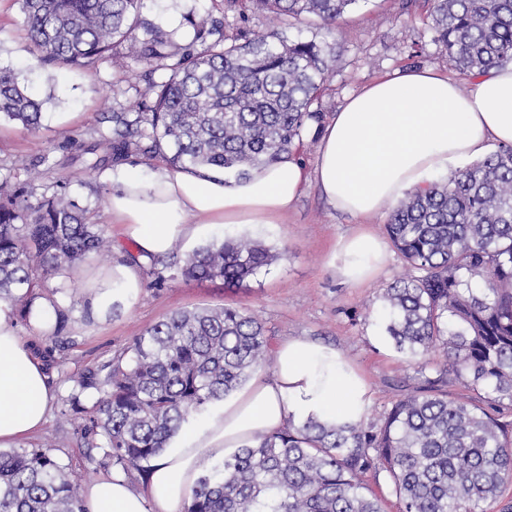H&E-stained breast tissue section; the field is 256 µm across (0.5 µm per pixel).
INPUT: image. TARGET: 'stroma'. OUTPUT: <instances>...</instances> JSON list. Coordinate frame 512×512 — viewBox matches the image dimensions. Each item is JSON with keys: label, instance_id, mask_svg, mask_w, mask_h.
<instances>
[{"label": "stroma", "instance_id": "obj_1", "mask_svg": "<svg viewBox=\"0 0 512 512\" xmlns=\"http://www.w3.org/2000/svg\"><path fill=\"white\" fill-rule=\"evenodd\" d=\"M433 0H364L348 11L333 29L320 28L314 20H294L268 13L240 12L228 0H147L144 18L189 42L193 32L186 14H208L220 20L227 37H254L286 30L289 38L313 40L334 48L336 66L325 77L313 111L331 118L346 98L363 85L386 74L407 69L431 68L448 75L461 89H468L471 75L448 63L434 42L430 28ZM17 0H0V67L13 70L41 102L42 116L36 132L21 124L0 119V177L20 171L39 190L52 186L61 171L59 161L76 153L78 146L107 129L106 117L131 111L134 102L147 101L152 83L165 73L151 70L130 52L127 45L115 49V60H99L88 66L54 67L37 62L22 26ZM110 190L108 172L72 183L70 192L88 209L112 242L110 252L93 255L77 266L51 276L43 293L70 311L63 338L51 342L34 337L27 322L22 335L42 357L54 390L49 420L28 447L55 445L59 462L81 475L82 485L89 449L80 437L83 413L70 405L74 378L100 366L126 350L135 336L177 310L233 307L251 313L264 323L270 346L291 336H309L336 349L365 377L371 393L367 411L377 419L403 395L437 378L436 370H420L416 361L398 353L393 345L378 346L374 335L383 333L379 316L381 294L408 267L396 249L360 285L345 283L336 273L335 247L339 238L352 233L359 219L337 212L316 185H309L281 224H217L206 242L224 236L262 241L283 251L284 256L261 269L238 288L223 280H193L177 272L176 256L146 263L142 286L134 299L101 322L90 316L84 299L89 280L112 263L135 252L123 238L105 208Z\"/></svg>", "mask_w": 512, "mask_h": 512}]
</instances>
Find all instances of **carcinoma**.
Returning a JSON list of instances; mask_svg holds the SVG:
<instances>
[{
	"label": "carcinoma",
	"instance_id": "cac0c4a2",
	"mask_svg": "<svg viewBox=\"0 0 512 512\" xmlns=\"http://www.w3.org/2000/svg\"><path fill=\"white\" fill-rule=\"evenodd\" d=\"M255 11L327 29L359 0H230ZM24 29L37 57L60 67L103 59L112 44L132 40L137 57L169 71L148 91L147 111L107 116L99 133L65 166L50 195L8 175L0 181V302L29 303L46 278L108 247L86 209L70 195L82 174L110 167L138 148L174 166H216L229 178L288 159L334 62L314 41H290L273 30L227 40L208 20L191 21L193 37L142 20L144 0H20ZM431 27L448 60L480 74L512 63V0H434ZM204 48L196 49L197 44ZM40 102L16 74L0 68V116L30 132ZM410 273L384 289L382 319L397 352L424 359L439 351V375L476 395L450 400L430 386L397 400L378 420L300 427L256 436L200 477L186 512H383L362 476L387 473L401 512H490L512 482V146L442 182L408 193L385 225ZM282 253L260 242L226 238L185 256L193 279L245 282ZM118 357L76 381L70 396L86 413L82 439L98 450L93 473L113 464L150 470L191 417L242 387L270 363L262 322L236 309L179 310L133 339ZM93 389L91 407L80 397ZM78 477L50 448L0 450V512H84Z\"/></svg>",
	"mask_w": 512,
	"mask_h": 512
}]
</instances>
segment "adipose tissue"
Returning a JSON list of instances; mask_svg holds the SVG:
<instances>
[{
	"label": "adipose tissue",
	"mask_w": 512,
	"mask_h": 512,
	"mask_svg": "<svg viewBox=\"0 0 512 512\" xmlns=\"http://www.w3.org/2000/svg\"><path fill=\"white\" fill-rule=\"evenodd\" d=\"M512 145V65L494 67L461 91L431 69L385 77L351 95L326 126L314 168L289 160L235 180L223 169L158 165L142 172L113 169L107 210L134 242V263L117 262L88 288L99 320L112 305L135 297L141 265L167 254L176 240L193 242L214 224H275L308 184H316L334 209L355 218L390 210L430 173L480 160L490 146ZM337 273L368 279L387 257L386 245L360 231L341 238ZM54 394L42 361L21 336L8 304L0 303V448L39 434ZM370 391L360 373L336 350L307 336L280 343L271 373H257L234 398L177 440L152 464L145 491L118 472L92 482L85 512H182L190 504L200 459L232 455L259 434L307 420L360 419Z\"/></svg>",
	"instance_id": "ef3b65f1"
}]
</instances>
